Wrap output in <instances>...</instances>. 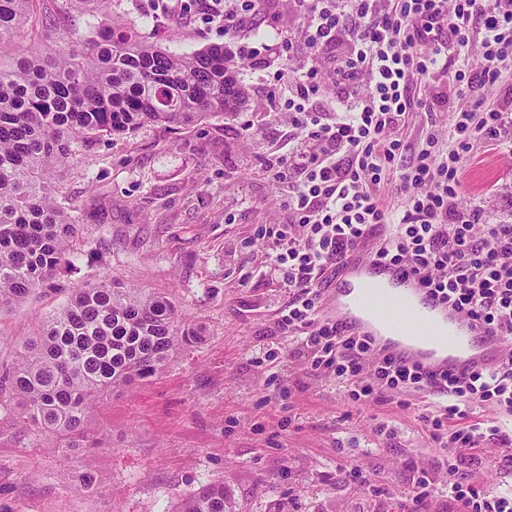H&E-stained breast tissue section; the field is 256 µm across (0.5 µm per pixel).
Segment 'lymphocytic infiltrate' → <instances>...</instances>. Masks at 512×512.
Returning a JSON list of instances; mask_svg holds the SVG:
<instances>
[{"mask_svg":"<svg viewBox=\"0 0 512 512\" xmlns=\"http://www.w3.org/2000/svg\"><path fill=\"white\" fill-rule=\"evenodd\" d=\"M152 11L183 15L199 8L226 37L248 39L258 26L256 0H147ZM304 22L298 38L251 46L267 54L286 93L285 107L304 140L271 152V173L293 223L262 228L269 258L288 290L278 318L311 375L330 374L365 408L406 394L427 397L422 431L448 465V498L460 512H512V486L490 492L472 466L497 443L512 468V360L493 370L437 374L377 350L374 341L322 315L321 289L363 238L374 258L418 275L423 286L472 322L512 339V224H485L479 207L461 209L462 175L473 142L502 129L505 106L476 101L458 112L445 150L430 132L413 142L401 131L417 100L414 86L437 96L492 85L512 66V0H293ZM479 20L483 63L472 77L465 50ZM345 44L333 72L343 98H324L319 60ZM402 196L401 208L388 195Z\"/></svg>","mask_w":512,"mask_h":512,"instance_id":"lymphocytic-infiltrate-1","label":"lymphocytic infiltrate"}]
</instances>
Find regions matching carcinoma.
I'll use <instances>...</instances> for the list:
<instances>
[{"label": "carcinoma", "instance_id": "carcinoma-1", "mask_svg": "<svg viewBox=\"0 0 512 512\" xmlns=\"http://www.w3.org/2000/svg\"><path fill=\"white\" fill-rule=\"evenodd\" d=\"M36 0H0V308L21 300L69 261L79 217L59 201L57 173L81 164L78 146L106 132L176 127L236 115L249 102L240 65L223 45L175 54L112 13V0H62L87 15L19 44ZM199 332L169 297L106 276L69 300L21 346L0 393L25 428L56 440L76 491L97 483L105 439L90 426L102 396L163 371ZM177 512H233L224 484L201 487Z\"/></svg>", "mask_w": 512, "mask_h": 512}]
</instances>
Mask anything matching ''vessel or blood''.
<instances>
[{
    "label": "vessel or blood",
    "mask_w": 512,
    "mask_h": 512,
    "mask_svg": "<svg viewBox=\"0 0 512 512\" xmlns=\"http://www.w3.org/2000/svg\"><path fill=\"white\" fill-rule=\"evenodd\" d=\"M321 296L336 321L430 372L492 370L512 351L511 339L476 327L417 276L370 259L362 247L343 260Z\"/></svg>",
    "instance_id": "obj_1"
}]
</instances>
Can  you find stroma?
I'll use <instances>...</instances> for the list:
<instances>
[{"instance_id": "1", "label": "stroma", "mask_w": 512, "mask_h": 512, "mask_svg": "<svg viewBox=\"0 0 512 512\" xmlns=\"http://www.w3.org/2000/svg\"><path fill=\"white\" fill-rule=\"evenodd\" d=\"M112 10L173 52L239 48L198 13L162 18L145 0H112ZM260 18L258 43L303 25L287 0H264ZM271 75L248 60L240 78L251 103L242 113L105 133L84 148L81 167L61 170L86 242L43 288L0 311V370L72 287L108 274L171 297L201 338L100 406L92 426L109 446L92 491L64 489L61 454L0 408V512H175L212 483L223 484L236 512H403L421 467L434 471L438 491L420 512H456L443 456L421 431L420 395L407 408L363 410L333 376L308 375L288 356L293 343L277 326L288 291L257 236L288 219L265 169L269 148L293 130ZM511 141L512 118L501 149L472 152L459 199L465 209L482 206L493 224H512ZM379 421L395 427L394 440L375 433ZM342 464L360 468L368 484L340 475Z\"/></svg>"}]
</instances>
